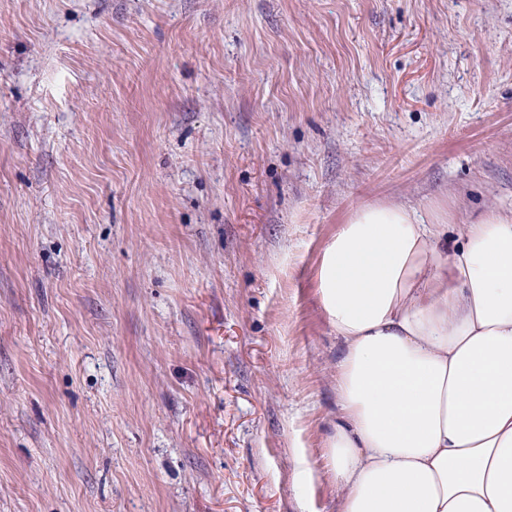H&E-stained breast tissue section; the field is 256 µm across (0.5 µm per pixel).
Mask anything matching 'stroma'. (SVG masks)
I'll return each instance as SVG.
<instances>
[{
    "label": "stroma",
    "instance_id": "1",
    "mask_svg": "<svg viewBox=\"0 0 512 512\" xmlns=\"http://www.w3.org/2000/svg\"><path fill=\"white\" fill-rule=\"evenodd\" d=\"M379 202L512 211V0H0V512H339Z\"/></svg>",
    "mask_w": 512,
    "mask_h": 512
}]
</instances>
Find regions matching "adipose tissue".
I'll list each match as a JSON object with an SVG mask.
<instances>
[{"label": "adipose tissue", "instance_id": "1", "mask_svg": "<svg viewBox=\"0 0 512 512\" xmlns=\"http://www.w3.org/2000/svg\"><path fill=\"white\" fill-rule=\"evenodd\" d=\"M336 333L340 512H512V212L367 204L317 272Z\"/></svg>", "mask_w": 512, "mask_h": 512}]
</instances>
